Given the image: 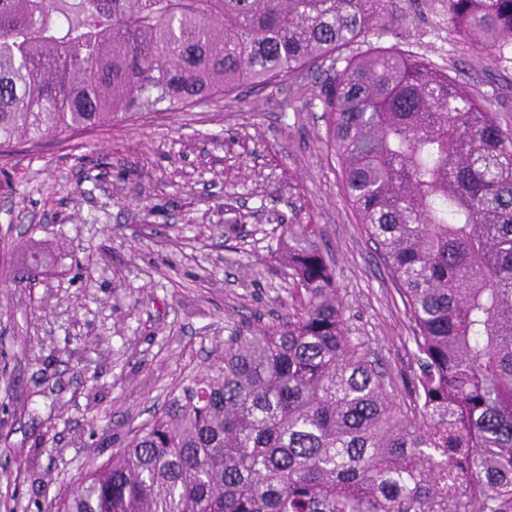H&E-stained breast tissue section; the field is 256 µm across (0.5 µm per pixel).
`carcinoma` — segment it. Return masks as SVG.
Masks as SVG:
<instances>
[{
  "label": "carcinoma",
  "mask_w": 512,
  "mask_h": 512,
  "mask_svg": "<svg viewBox=\"0 0 512 512\" xmlns=\"http://www.w3.org/2000/svg\"><path fill=\"white\" fill-rule=\"evenodd\" d=\"M512 66V0H439ZM0 0V148L200 106L332 61L344 191L412 323V406L349 335L314 224L281 225L293 314L224 357L45 512H512V137L396 47L345 48L385 0Z\"/></svg>",
  "instance_id": "1"
}]
</instances>
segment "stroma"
I'll return each mask as SVG.
<instances>
[{"mask_svg": "<svg viewBox=\"0 0 512 512\" xmlns=\"http://www.w3.org/2000/svg\"><path fill=\"white\" fill-rule=\"evenodd\" d=\"M460 77L512 133V68L437 0H387L380 33ZM330 63L205 105L0 148V512H44L106 461L232 327L285 319L282 225H319L351 333L410 400L411 323L346 199L317 82ZM34 281H18L31 256Z\"/></svg>", "mask_w": 512, "mask_h": 512, "instance_id": "35a3bbf8", "label": "stroma"}]
</instances>
